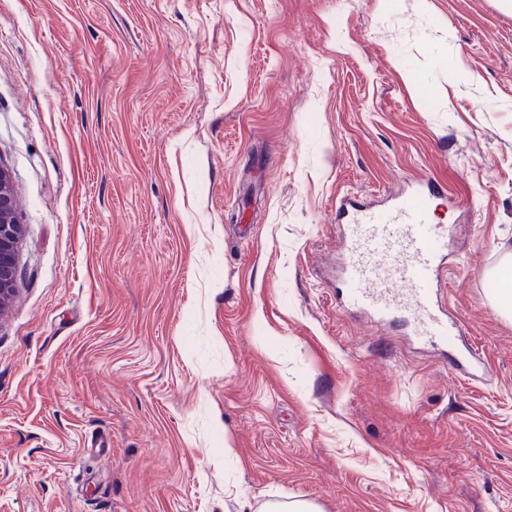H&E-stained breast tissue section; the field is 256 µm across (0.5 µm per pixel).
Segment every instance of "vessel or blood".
<instances>
[{
    "label": "vessel or blood",
    "mask_w": 512,
    "mask_h": 512,
    "mask_svg": "<svg viewBox=\"0 0 512 512\" xmlns=\"http://www.w3.org/2000/svg\"><path fill=\"white\" fill-rule=\"evenodd\" d=\"M442 191L431 183L377 210L345 197L338 220L347 228L341 275L349 302L360 312L401 327H412L446 349L453 370L476 375L480 365L463 342L459 321L443 307L447 290L448 237L433 223V201ZM459 344H450V337Z\"/></svg>",
    "instance_id": "vessel-or-blood-1"
}]
</instances>
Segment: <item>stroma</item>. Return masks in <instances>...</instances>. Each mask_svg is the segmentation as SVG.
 I'll list each match as a JSON object with an SVG mask.
<instances>
[{
    "label": "stroma",
    "mask_w": 512,
    "mask_h": 512,
    "mask_svg": "<svg viewBox=\"0 0 512 512\" xmlns=\"http://www.w3.org/2000/svg\"><path fill=\"white\" fill-rule=\"evenodd\" d=\"M0 167V512H512L500 0H0ZM420 180L480 381L336 273ZM22 228L7 172L0 167V316L18 278V246ZM492 276L498 281L500 288L493 299L495 306H503L502 312L512 309V254L507 255L500 265L492 271Z\"/></svg>",
    "instance_id": "1"
}]
</instances>
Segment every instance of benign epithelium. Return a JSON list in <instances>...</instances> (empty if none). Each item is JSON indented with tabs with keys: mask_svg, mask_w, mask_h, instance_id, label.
<instances>
[{
	"mask_svg": "<svg viewBox=\"0 0 512 512\" xmlns=\"http://www.w3.org/2000/svg\"><path fill=\"white\" fill-rule=\"evenodd\" d=\"M22 224L16 213V201L6 170L0 167V315L13 293L18 278V246Z\"/></svg>",
	"mask_w": 512,
	"mask_h": 512,
	"instance_id": "7a95c632",
	"label": "benign epithelium"
}]
</instances>
